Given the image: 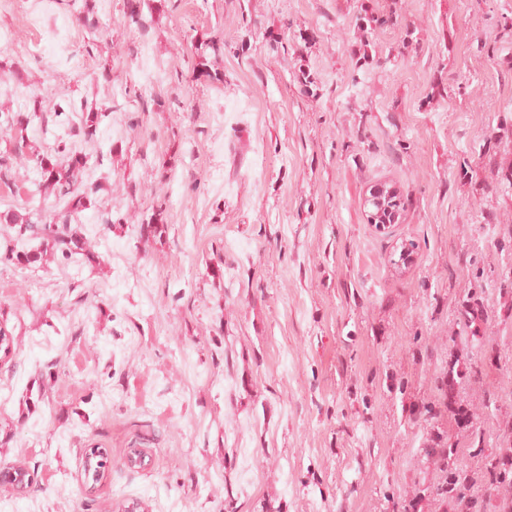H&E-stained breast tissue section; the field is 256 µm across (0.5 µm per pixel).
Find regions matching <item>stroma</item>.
<instances>
[{
	"label": "stroma",
	"instance_id": "35a3bbf8",
	"mask_svg": "<svg viewBox=\"0 0 512 512\" xmlns=\"http://www.w3.org/2000/svg\"><path fill=\"white\" fill-rule=\"evenodd\" d=\"M28 0L0 9V114L31 116L0 222L23 224L35 155L89 189L80 261L0 262L7 512H442L426 459L499 512L512 443V0ZM151 47L154 61L143 60ZM121 134H113V122ZM405 203L369 224L374 186ZM111 224H102L104 216ZM457 428L443 404L452 358ZM37 444L23 447L28 436ZM109 464L93 491L81 453ZM146 464L125 463L128 449ZM125 489L112 494L113 486Z\"/></svg>",
	"mask_w": 512,
	"mask_h": 512
}]
</instances>
